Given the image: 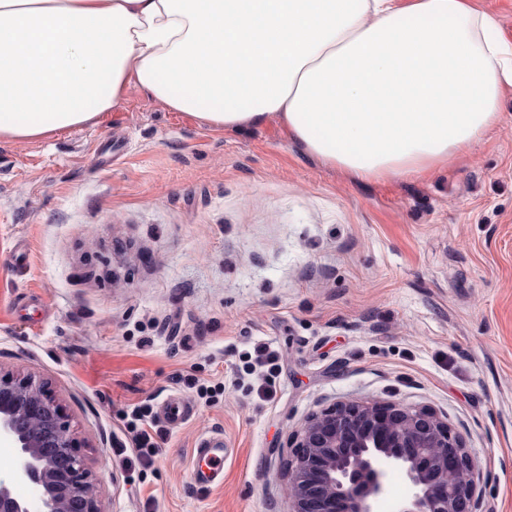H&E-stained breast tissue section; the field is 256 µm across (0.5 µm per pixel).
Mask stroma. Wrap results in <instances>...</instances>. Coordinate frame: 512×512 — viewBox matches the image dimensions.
Here are the masks:
<instances>
[{
    "label": "stroma",
    "instance_id": "stroma-1",
    "mask_svg": "<svg viewBox=\"0 0 512 512\" xmlns=\"http://www.w3.org/2000/svg\"><path fill=\"white\" fill-rule=\"evenodd\" d=\"M439 168L359 180L271 120L216 130L137 85L94 125L0 140V368L48 381L106 512H288V437L340 402L425 406L481 512H512V90ZM278 353L277 394L247 356ZM210 387L204 400L197 384ZM193 407L152 464L125 418ZM224 439V482L193 484ZM193 456L192 474L197 488L210 489L223 483L224 458L226 457L223 439L217 436L199 439Z\"/></svg>",
    "mask_w": 512,
    "mask_h": 512
}]
</instances>
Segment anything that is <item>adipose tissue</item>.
Instances as JSON below:
<instances>
[{
	"instance_id": "adipose-tissue-1",
	"label": "adipose tissue",
	"mask_w": 512,
	"mask_h": 512,
	"mask_svg": "<svg viewBox=\"0 0 512 512\" xmlns=\"http://www.w3.org/2000/svg\"><path fill=\"white\" fill-rule=\"evenodd\" d=\"M133 83L213 129L277 120L384 179L497 128L512 47L470 0H0V140L99 122Z\"/></svg>"
}]
</instances>
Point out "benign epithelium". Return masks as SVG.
<instances>
[{
	"label": "benign epithelium",
	"mask_w": 512,
	"mask_h": 512,
	"mask_svg": "<svg viewBox=\"0 0 512 512\" xmlns=\"http://www.w3.org/2000/svg\"><path fill=\"white\" fill-rule=\"evenodd\" d=\"M17 449L14 479L36 486L42 512H104L95 477L49 383L0 370V440ZM289 512H374L388 470L412 493L399 512H479L462 437L427 408L335 404L290 439ZM0 512H28L0 480Z\"/></svg>",
	"instance_id": "obj_1"
}]
</instances>
